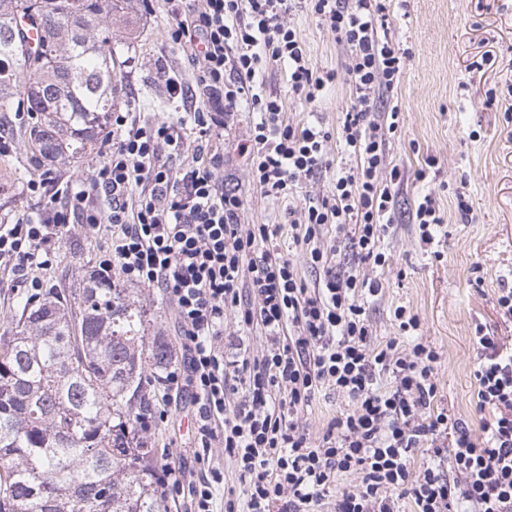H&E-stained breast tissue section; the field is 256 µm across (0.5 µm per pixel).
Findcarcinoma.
Segmentation results:
<instances>
[{
	"mask_svg": "<svg viewBox=\"0 0 512 512\" xmlns=\"http://www.w3.org/2000/svg\"><path fill=\"white\" fill-rule=\"evenodd\" d=\"M123 3L0 0V132L28 146L30 164H63L97 142ZM142 314L99 275L18 303L0 335V512H162L138 420L146 369L161 379L172 355L144 335Z\"/></svg>",
	"mask_w": 512,
	"mask_h": 512,
	"instance_id": "cac0c4a2",
	"label": "carcinoma"
}]
</instances>
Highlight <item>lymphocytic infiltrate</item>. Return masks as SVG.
Segmentation results:
<instances>
[{
	"instance_id": "obj_1",
	"label": "lymphocytic infiltrate",
	"mask_w": 512,
	"mask_h": 512,
	"mask_svg": "<svg viewBox=\"0 0 512 512\" xmlns=\"http://www.w3.org/2000/svg\"><path fill=\"white\" fill-rule=\"evenodd\" d=\"M309 2L350 52L355 101L340 135L359 159L291 221L318 273L314 283L279 251L281 225L242 223L244 199L219 177V142L243 104L259 115L245 150L263 197L290 200L331 166L330 132L286 122L281 98L263 88L270 61L287 68L292 91L310 102L336 79L312 65L286 22L291 0H168L167 36L198 68L193 87L166 78L177 120L140 123L139 101H127L112 113L104 159L88 181L51 195L54 173L41 168L26 190L48 202L0 225V266L39 295L57 240L81 224L104 241L101 273L163 290L185 350L183 366L167 378L194 400L197 447L223 439L243 488L242 497H222L220 475L200 476L188 487L189 512H320L329 495L331 512H400L405 501L413 512H512V343L481 331L473 338L475 410L484 416L476 432L435 407L441 354L424 341L417 314L397 307L399 337L372 341L364 299L380 286L360 268L386 262L384 219L402 181L396 169L381 176L400 110L376 105L392 97L406 61L384 36L387 0ZM344 251L350 263L338 262ZM228 312L236 327L259 332L260 353L230 359L217 346ZM325 387L346 407L314 437L296 415ZM420 449L428 459L415 470ZM347 476L354 485L337 488Z\"/></svg>"
}]
</instances>
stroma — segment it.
Returning a JSON list of instances; mask_svg holds the SVG:
<instances>
[{
    "instance_id": "35a3bbf8",
    "label": "stroma",
    "mask_w": 512,
    "mask_h": 512,
    "mask_svg": "<svg viewBox=\"0 0 512 512\" xmlns=\"http://www.w3.org/2000/svg\"><path fill=\"white\" fill-rule=\"evenodd\" d=\"M126 12L135 23L134 32L120 24L112 27L118 57L114 102L122 104L132 95L142 103L145 121H174L163 75L169 72L191 84L197 69L166 38L172 17L165 0H156L150 13L141 0H128ZM287 21L304 41L312 63L334 71L336 81L309 104L289 91L280 66L270 65L263 73L264 87L282 98L290 121L336 129L353 101L345 75L347 51L318 24L307 0H295ZM389 32L408 54L397 88L401 123L389 140L386 157L387 166L398 167L404 181L396 197L394 224L382 242L387 261L365 270L382 285L381 296L369 305V322L374 341L382 343L396 334L397 306L417 313L424 340L442 355L436 375L438 406L476 427L480 416L475 411V329L481 326L512 338V320L502 317L496 306L498 291L512 288V0H408L406 9L391 10ZM485 53L490 56L486 62L481 59ZM477 60L482 63L478 69L473 66ZM255 120V114L240 110L224 138V186L245 198L242 223L283 224L277 240L281 252L299 265L307 282H314V270L306 266L301 247L286 229L287 206L260 197L251 182L249 162L238 150ZM26 156V146L17 140L9 153L0 155V225L16 223L42 206L40 199L17 190L12 181L15 165ZM429 156L435 159L431 168L425 165ZM422 167L427 178L420 181L415 173ZM429 191L439 200L448 231L438 245V260L409 222L417 199ZM461 198L470 208L465 218L457 207ZM102 248L89 229L75 226L56 246L57 259L44 274L47 287L82 286L96 275ZM130 289L146 311V335L163 337L175 364H182L172 304L158 289L137 283ZM145 392L153 410L167 412L147 432L157 464L187 476L218 470L224 475V490H238L234 463L221 442H213L204 463H196L192 404L165 403L166 388L155 380ZM344 407V401L325 388L300 412L299 421L314 434Z\"/></svg>"
}]
</instances>
